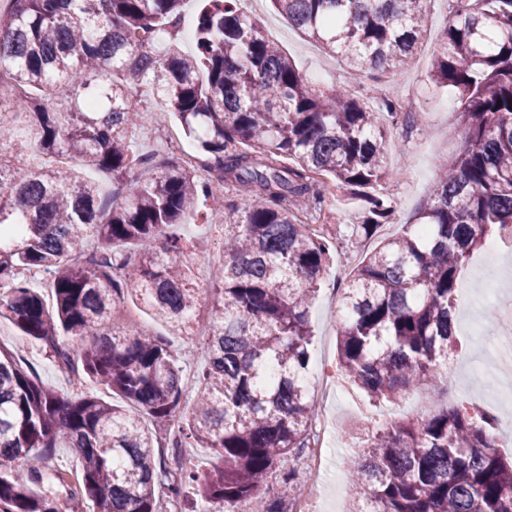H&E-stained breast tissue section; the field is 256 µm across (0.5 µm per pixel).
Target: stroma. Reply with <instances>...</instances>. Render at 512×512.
<instances>
[{
	"instance_id": "1",
	"label": "stroma",
	"mask_w": 512,
	"mask_h": 512,
	"mask_svg": "<svg viewBox=\"0 0 512 512\" xmlns=\"http://www.w3.org/2000/svg\"><path fill=\"white\" fill-rule=\"evenodd\" d=\"M246 7L260 19L265 34L295 62L314 87L343 84L355 89L372 85L376 87L379 98L400 104L404 119L392 133L395 146L389 150L387 157L390 168L396 172L395 178L387 186L394 202L395 216L393 223L384 228L388 235L400 232L403 224L428 198L435 180L436 160L457 150L459 146L456 98L451 91L436 87L428 78L438 48L437 36L446 23L444 0H430L428 12L431 28L410 66L401 75L378 82L369 72L353 76L317 44L305 41L289 26L287 19L274 9L270 0H246ZM142 146L147 150L161 146L169 154L180 158L193 151L180 123L170 115L144 131ZM355 213L354 201L339 190L323 218L324 224L337 238L338 252L334 263L323 274L311 310V362L315 365L323 361L331 364L336 359V335L340 324L335 293L337 284L349 274L361 255L375 246L371 240L353 243L348 226ZM218 218V212L210 210L205 216L192 219L182 226L186 255L202 288L199 308L204 312L210 310L214 301V294L210 290L214 270L224 261ZM511 261L505 256L487 259L478 252L465 265L460 285L473 287L474 292L468 310L459 316L462 323L457 336L459 351L451 369L459 390L495 395L499 410L507 415H512V393L507 390L508 384L512 383V369L502 361L503 347L496 337L488 334L487 326L493 315L503 322L512 323V278L505 272ZM0 343L22 348L25 359L44 385L62 393L74 394V385L59 372L40 346L20 335L9 322L0 323ZM356 407L381 423L393 418L415 417L422 411L420 398L414 393L406 395L397 405L376 404L364 392L342 386L330 400L329 414L345 421ZM331 446L333 455L327 474L326 494L323 501L317 503L316 512H346L349 504L348 483L341 474L340 466V460L348 450L338 439L332 440Z\"/></svg>"
}]
</instances>
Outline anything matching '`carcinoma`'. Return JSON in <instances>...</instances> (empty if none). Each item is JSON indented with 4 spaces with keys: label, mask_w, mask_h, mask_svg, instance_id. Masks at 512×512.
<instances>
[{
    "label": "carcinoma",
    "mask_w": 512,
    "mask_h": 512,
    "mask_svg": "<svg viewBox=\"0 0 512 512\" xmlns=\"http://www.w3.org/2000/svg\"><path fill=\"white\" fill-rule=\"evenodd\" d=\"M185 0H10L0 11V320L64 373L112 391L59 393L0 343V512H158L156 490L209 512H289L316 406L310 307L336 237L296 220L323 211L325 174L359 201L352 236L395 209L389 120L373 89L315 88L268 39L245 0H203L196 52L175 32ZM428 0H273L308 40L353 72L396 76L427 29ZM429 77L458 100L457 152L402 232L365 253L338 289L337 369L376 400L435 393L457 345L463 267L512 226V0H446ZM162 111L210 159L208 177L138 146ZM112 182L86 178L77 164ZM215 180L232 186L217 195ZM224 217L212 284L209 363L184 383L171 341L108 322L128 298L174 336L198 328L200 288L180 225L200 201ZM39 279L50 292L47 302ZM192 412L175 448H209L201 470L157 456L144 419ZM72 448L66 471L27 464ZM493 423L458 402L368 434L348 457L349 512H512V455Z\"/></svg>",
    "instance_id": "cac0c4a2"
}]
</instances>
